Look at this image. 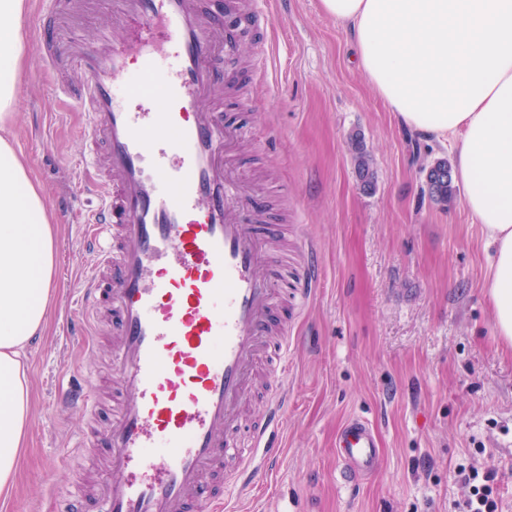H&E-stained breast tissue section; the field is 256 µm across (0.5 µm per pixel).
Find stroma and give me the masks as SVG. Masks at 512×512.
Segmentation results:
<instances>
[{"label":"stroma","instance_id":"obj_1","mask_svg":"<svg viewBox=\"0 0 512 512\" xmlns=\"http://www.w3.org/2000/svg\"><path fill=\"white\" fill-rule=\"evenodd\" d=\"M29 32L13 134L46 192L47 205L70 199L57 226L54 301L49 324L26 349L34 394L28 444L13 498L0 512H54L76 483L107 479L103 449L72 453L88 419L106 429L111 404L58 412L61 391L89 372L107 391V337L83 346L66 331L73 282L97 261L79 237L95 206L78 135L82 115L44 73L34 32L42 0H29ZM271 17L238 43L226 64L224 118L248 129L232 164L264 221L288 227L287 274L311 276L306 299L286 298L288 410L270 439L280 463L237 512H460L461 467L491 465L502 512H512V350L496 336L486 296L490 252L461 196L433 203L424 170L452 159L447 143L405 129L359 68L350 33L323 14L319 0H265ZM122 40L129 23L112 0L73 13L61 41ZM264 42L265 67L256 44ZM371 157L374 187L358 182L349 138ZM352 416L370 422L383 460L353 484L337 480V429Z\"/></svg>","mask_w":512,"mask_h":512}]
</instances>
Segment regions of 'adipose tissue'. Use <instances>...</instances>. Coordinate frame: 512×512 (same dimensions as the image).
Returning a JSON list of instances; mask_svg holds the SVG:
<instances>
[{"label":"adipose tissue","instance_id":"adipose-tissue-1","mask_svg":"<svg viewBox=\"0 0 512 512\" xmlns=\"http://www.w3.org/2000/svg\"><path fill=\"white\" fill-rule=\"evenodd\" d=\"M400 123L453 141V177L494 260L487 293L512 346V0H320ZM28 0H0V131L20 93ZM55 232L42 190L0 134V499L14 491L32 412L25 349L53 298Z\"/></svg>","mask_w":512,"mask_h":512}]
</instances>
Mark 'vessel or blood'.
<instances>
[{"mask_svg":"<svg viewBox=\"0 0 512 512\" xmlns=\"http://www.w3.org/2000/svg\"><path fill=\"white\" fill-rule=\"evenodd\" d=\"M114 2L147 37L71 42L77 66L70 76L53 32L41 30L37 41L58 94L83 112L80 138L100 201L83 240L99 263L75 283L85 312L73 330L91 344L101 319L110 320L119 391L97 436L111 479L76 485L58 512L90 492L99 512H221L228 460L242 493L273 465L268 441L283 418L288 383V327L264 274L273 264L265 242L282 227L258 223L232 177L229 149L242 131L225 124L214 99L236 31L267 25L269 15L229 0L234 16L219 48L198 0ZM132 58L136 83L118 84ZM267 358L281 388L243 448L240 410ZM336 452L347 484L380 464L376 432L359 417L337 431Z\"/></svg>","mask_w":512,"mask_h":512,"instance_id":"vessel-or-blood-1","label":"vessel or blood"}]
</instances>
